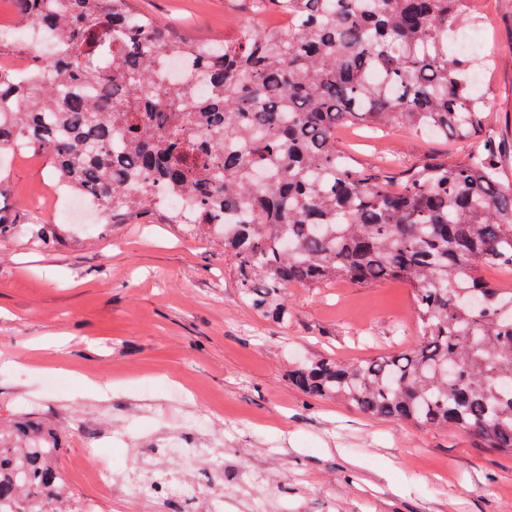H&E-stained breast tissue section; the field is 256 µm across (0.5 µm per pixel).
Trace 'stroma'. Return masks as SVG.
<instances>
[{"mask_svg": "<svg viewBox=\"0 0 512 512\" xmlns=\"http://www.w3.org/2000/svg\"><path fill=\"white\" fill-rule=\"evenodd\" d=\"M205 42L249 23L237 0H132ZM493 62L484 76L503 179L512 184V0H473ZM359 161L407 166L462 145L401 130L342 128ZM47 154L0 162V427L60 434L57 466L97 512H188L88 480L87 449L139 465L141 444L179 437L224 449L225 512H512V455L451 427L420 428L311 397L289 376L323 357L357 362L420 337L412 290L338 281L288 291L281 325L247 303L217 237L147 206L89 231L67 223Z\"/></svg>", "mask_w": 512, "mask_h": 512, "instance_id": "35a3bbf8", "label": "stroma"}]
</instances>
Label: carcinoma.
<instances>
[{
  "label": "carcinoma",
  "instance_id": "cac0c4a2",
  "mask_svg": "<svg viewBox=\"0 0 512 512\" xmlns=\"http://www.w3.org/2000/svg\"><path fill=\"white\" fill-rule=\"evenodd\" d=\"M288 11L280 34L252 27L198 54L204 98L166 82L151 48L183 54L130 0H14L16 21L54 27L69 53L45 80L0 67V145L48 152L72 192L110 187L117 218L163 191L195 200L192 229L227 214L224 254L243 297L288 323L290 288L334 280L412 287L418 343L357 364L320 358L292 371L314 397L372 417L448 426L512 453V186L473 81L490 60L456 51L471 0H263ZM452 137L457 159L396 169L343 151L336 129ZM59 448L0 429V512H52L71 497Z\"/></svg>",
  "mask_w": 512,
  "mask_h": 512
}]
</instances>
